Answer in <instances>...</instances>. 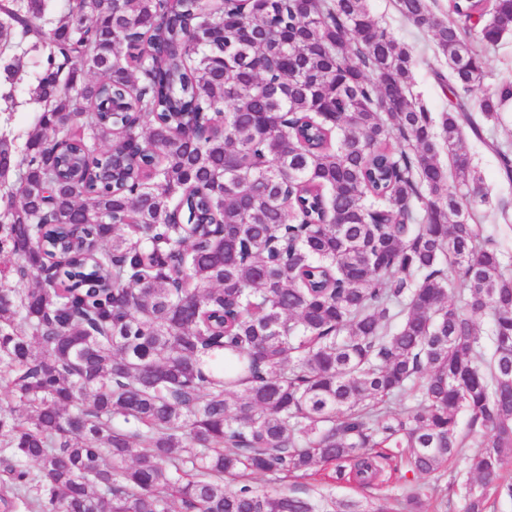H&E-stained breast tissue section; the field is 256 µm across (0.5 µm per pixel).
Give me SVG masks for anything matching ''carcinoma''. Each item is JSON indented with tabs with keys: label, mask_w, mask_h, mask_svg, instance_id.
I'll list each match as a JSON object with an SVG mask.
<instances>
[{
	"label": "carcinoma",
	"mask_w": 512,
	"mask_h": 512,
	"mask_svg": "<svg viewBox=\"0 0 512 512\" xmlns=\"http://www.w3.org/2000/svg\"><path fill=\"white\" fill-rule=\"evenodd\" d=\"M396 5L446 112L366 0H0L4 70L33 56L42 106L22 147L0 137L4 509L421 512L411 485L382 507L250 480L460 456L463 512L512 500V257L461 146L512 183L472 115L512 80L470 98L512 0ZM396 0H368L371 14L386 25L390 32L405 43L417 60L413 70V93L434 114L448 110L453 99L449 88H443L434 75L435 70L447 71L444 60L435 53L430 33L413 26L400 16Z\"/></svg>",
	"instance_id": "carcinoma-1"
}]
</instances>
